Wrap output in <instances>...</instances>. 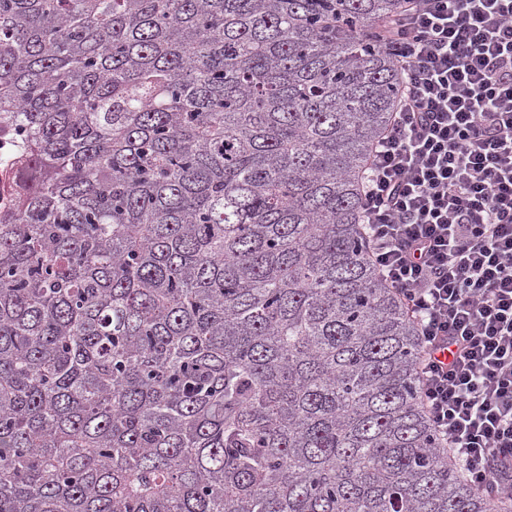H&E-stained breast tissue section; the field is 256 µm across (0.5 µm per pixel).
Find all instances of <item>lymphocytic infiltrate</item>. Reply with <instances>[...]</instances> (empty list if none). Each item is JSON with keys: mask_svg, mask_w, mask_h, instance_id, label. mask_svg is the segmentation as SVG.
Here are the masks:
<instances>
[{"mask_svg": "<svg viewBox=\"0 0 512 512\" xmlns=\"http://www.w3.org/2000/svg\"><path fill=\"white\" fill-rule=\"evenodd\" d=\"M376 46L401 85L366 168L369 253L417 322L437 439L512 491V0H407Z\"/></svg>", "mask_w": 512, "mask_h": 512, "instance_id": "obj_1", "label": "lymphocytic infiltrate"}]
</instances>
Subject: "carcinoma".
<instances>
[{"mask_svg":"<svg viewBox=\"0 0 512 512\" xmlns=\"http://www.w3.org/2000/svg\"><path fill=\"white\" fill-rule=\"evenodd\" d=\"M404 0H0V512H512L369 258Z\"/></svg>","mask_w":512,"mask_h":512,"instance_id":"obj_1","label":"carcinoma"}]
</instances>
